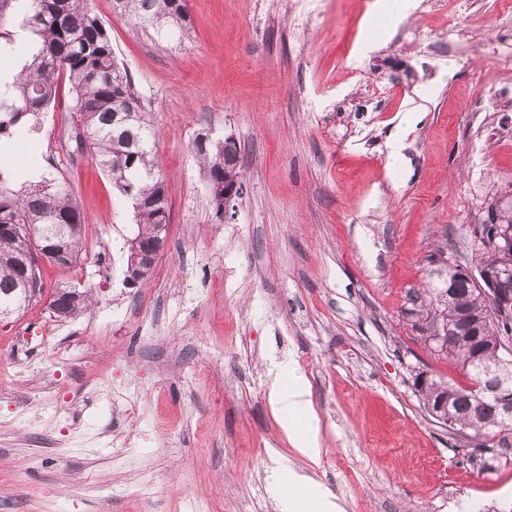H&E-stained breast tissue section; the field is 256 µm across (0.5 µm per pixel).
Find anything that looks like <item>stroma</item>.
Here are the masks:
<instances>
[{
    "mask_svg": "<svg viewBox=\"0 0 512 512\" xmlns=\"http://www.w3.org/2000/svg\"><path fill=\"white\" fill-rule=\"evenodd\" d=\"M187 0L189 36L145 32L88 0L156 132L167 242L125 283L129 201L72 157L67 77L36 128L0 145L66 182L85 216L46 295L0 320V512H280L296 472L341 512H512V453L467 459L424 409L420 376L470 380L426 342L420 293L469 266L484 202L512 199V112L470 113L512 76L495 0ZM468 30L450 46L449 25ZM384 37L367 47L369 27ZM233 137L244 191L216 216L192 144ZM401 139L398 166L390 146ZM291 361L318 450L268 401ZM62 289L69 290L68 293L58 295V298H57V299L60 298L61 302H63L65 304V306L56 308L55 311H53L54 314H56L60 318L70 319L73 317H78L80 315H84L90 310V308L93 304V300H94L93 299L94 295H93L92 289L87 288L84 290H80L79 288H65V287ZM73 290H76L77 293L80 295V299L78 301H75L74 299L69 298V296L67 295L70 293V291H73ZM78 294H71L70 297L77 298ZM57 299L55 298V300L53 299L50 302V308L52 310H53V304H55V306L57 307L56 302L59 301Z\"/></svg>",
    "mask_w": 512,
    "mask_h": 512,
    "instance_id": "stroma-1",
    "label": "stroma"
}]
</instances>
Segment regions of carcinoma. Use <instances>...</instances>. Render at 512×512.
Wrapping results in <instances>:
<instances>
[{"mask_svg": "<svg viewBox=\"0 0 512 512\" xmlns=\"http://www.w3.org/2000/svg\"><path fill=\"white\" fill-rule=\"evenodd\" d=\"M120 13L147 28H162L178 37L188 31L190 19L186 0H112ZM21 25L41 39L37 52L18 76L10 91L0 92V139L17 130L36 125L56 97L58 77H68L75 115L69 139L74 155H89L108 175L115 187L133 201L136 237L154 240L166 237L169 223L163 181L155 174V133L136 93L132 80L116 60L108 30L89 9L87 0H25ZM194 151L207 178L242 176L237 148L224 150L211 142L196 141ZM11 224L14 232L0 233V318L9 317L29 306L31 286L40 288L39 278L27 284L19 260L46 238L64 237L67 249L78 260L82 250L84 216L77 202L58 179L12 189L0 173V225ZM490 224H511L512 206L504 208L493 198L487 212L470 233L472 263L486 261L485 233ZM454 295L448 300V317L463 312L468 325L486 344L512 352V316L502 317L480 299L477 285L450 276ZM75 301L59 295L64 306L55 309L60 318L86 314L93 304V291L77 290ZM448 360L461 368L472 385L461 387L442 380L430 386L446 387L454 398L450 411L456 418L457 433L477 440L470 455L488 449L485 438L499 435L497 446L511 448L512 416L506 417L499 402L486 396V376L473 360L465 340L450 337L436 343ZM481 403L479 413L473 405Z\"/></svg>", "mask_w": 512, "mask_h": 512, "instance_id": "1", "label": "carcinoma"}]
</instances>
